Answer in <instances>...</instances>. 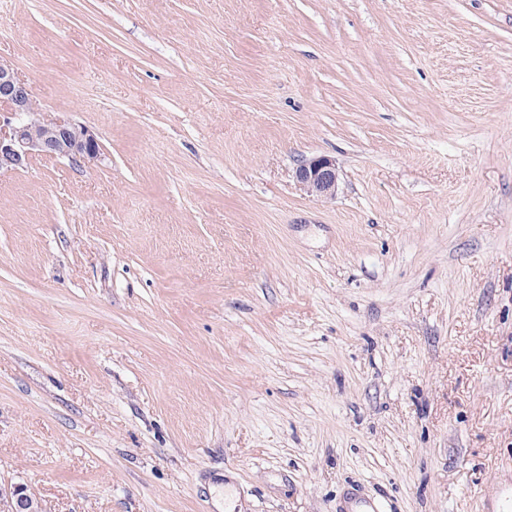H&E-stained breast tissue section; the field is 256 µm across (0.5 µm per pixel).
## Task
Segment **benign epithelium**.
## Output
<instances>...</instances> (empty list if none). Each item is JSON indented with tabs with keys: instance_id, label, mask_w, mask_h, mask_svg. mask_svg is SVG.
<instances>
[{
	"instance_id": "1",
	"label": "benign epithelium",
	"mask_w": 512,
	"mask_h": 512,
	"mask_svg": "<svg viewBox=\"0 0 512 512\" xmlns=\"http://www.w3.org/2000/svg\"><path fill=\"white\" fill-rule=\"evenodd\" d=\"M0 110L10 119L0 124V171L25 167L36 155L84 162L101 158L97 137L68 120L45 121L34 113L28 84L10 65L0 62ZM296 178L307 192L331 197L336 192V166L318 157L301 163ZM0 512H46L42 501L23 484L0 488Z\"/></svg>"
}]
</instances>
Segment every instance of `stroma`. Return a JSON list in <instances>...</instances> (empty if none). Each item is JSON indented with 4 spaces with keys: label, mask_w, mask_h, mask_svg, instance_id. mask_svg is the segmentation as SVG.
<instances>
[{
    "label": "stroma",
    "mask_w": 512,
    "mask_h": 512,
    "mask_svg": "<svg viewBox=\"0 0 512 512\" xmlns=\"http://www.w3.org/2000/svg\"><path fill=\"white\" fill-rule=\"evenodd\" d=\"M0 62L102 150L0 174V486L512 512V0H0ZM296 178L308 193L332 197L336 192V166L331 159L318 157L301 163Z\"/></svg>",
    "instance_id": "obj_1"
}]
</instances>
